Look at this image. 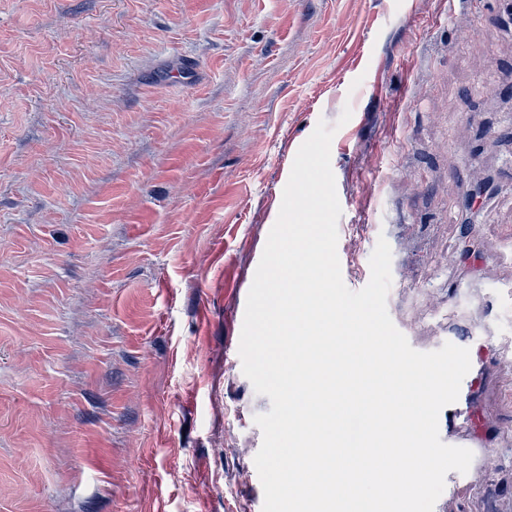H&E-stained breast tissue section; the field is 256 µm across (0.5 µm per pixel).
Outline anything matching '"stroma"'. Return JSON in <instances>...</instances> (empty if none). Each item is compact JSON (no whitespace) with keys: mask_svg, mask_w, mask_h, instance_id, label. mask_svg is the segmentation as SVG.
Segmentation results:
<instances>
[{"mask_svg":"<svg viewBox=\"0 0 512 512\" xmlns=\"http://www.w3.org/2000/svg\"><path fill=\"white\" fill-rule=\"evenodd\" d=\"M511 5L0 0V512H262L233 290L321 121L345 285L386 238L397 329L481 370L433 512H512Z\"/></svg>","mask_w":512,"mask_h":512,"instance_id":"stroma-1","label":"stroma"}]
</instances>
